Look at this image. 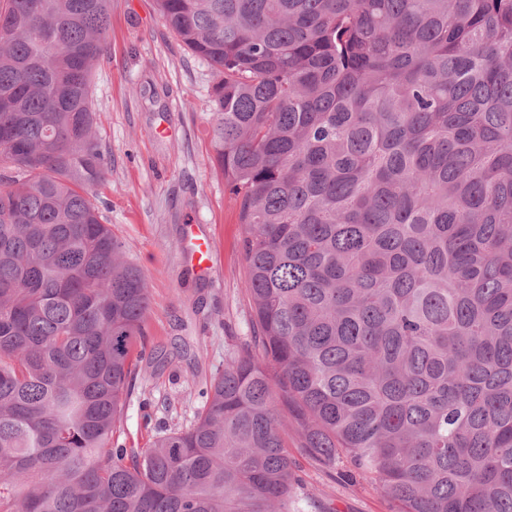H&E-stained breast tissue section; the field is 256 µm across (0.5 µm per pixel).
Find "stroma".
Returning a JSON list of instances; mask_svg holds the SVG:
<instances>
[{"label":"stroma","instance_id":"obj_1","mask_svg":"<svg viewBox=\"0 0 512 512\" xmlns=\"http://www.w3.org/2000/svg\"><path fill=\"white\" fill-rule=\"evenodd\" d=\"M214 75L168 29L153 0H111L110 32L93 74L106 185L94 198L149 283L145 353L114 444L149 447L193 420L200 391L243 354L252 314L238 206L213 160ZM213 242L199 273L183 260L186 225ZM299 512H395L347 464L330 470L298 456Z\"/></svg>","mask_w":512,"mask_h":512}]
</instances>
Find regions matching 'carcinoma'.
<instances>
[{
	"label": "carcinoma",
	"mask_w": 512,
	"mask_h": 512,
	"mask_svg": "<svg viewBox=\"0 0 512 512\" xmlns=\"http://www.w3.org/2000/svg\"><path fill=\"white\" fill-rule=\"evenodd\" d=\"M212 68L253 349L112 446L150 292L103 223L110 0H0V512H512V0H154ZM294 438L288 430V450L297 459L303 484L296 493L299 512H395L394 504L372 482L350 476L348 463L329 470L291 447Z\"/></svg>",
	"instance_id": "carcinoma-1"
}]
</instances>
